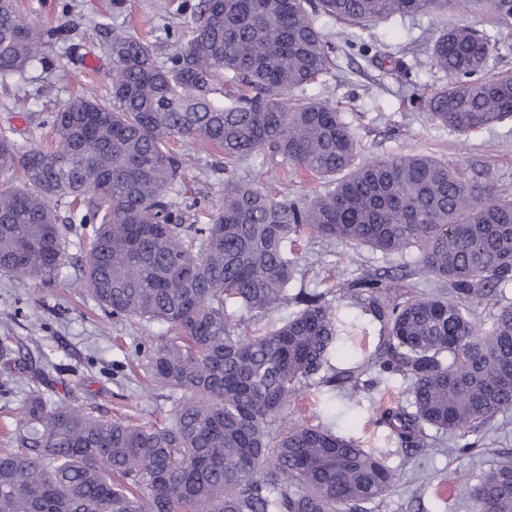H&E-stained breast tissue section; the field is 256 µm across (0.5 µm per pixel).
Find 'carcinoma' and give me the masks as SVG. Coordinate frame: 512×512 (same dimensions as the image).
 <instances>
[{
  "instance_id": "carcinoma-1",
  "label": "carcinoma",
  "mask_w": 512,
  "mask_h": 512,
  "mask_svg": "<svg viewBox=\"0 0 512 512\" xmlns=\"http://www.w3.org/2000/svg\"><path fill=\"white\" fill-rule=\"evenodd\" d=\"M460 0H198L185 42L154 49L114 27L111 97L66 101L42 121L45 143L0 130V276L56 284L66 240L58 201L93 225L83 279L105 313L166 325L139 342L155 385L176 396L168 422L115 421L53 399L30 377L9 448H0V512H379L401 486L383 459L322 424L288 421L313 382L356 396L381 379L409 383L408 404L375 423L405 451L430 455L426 429L463 439L512 411V193L467 179L432 155L357 162L361 144L330 102L292 92L331 65L314 16L363 29L399 15H446ZM512 21V0H467ZM65 31L25 22L0 0V81L21 76ZM486 33L443 30L430 59L448 82L418 99L462 135L512 122V71L488 74ZM409 81L414 64L384 54ZM239 91L216 97L224 74ZM224 155V195L203 223L173 198L184 169L172 140ZM262 157L327 189L289 200L235 178ZM337 240L410 264L365 271L344 294L379 323L372 353L332 365L342 335L322 294L290 295L292 238ZM430 291L399 292L407 270ZM300 306L265 333L251 318ZM491 307L488 320L476 312ZM471 512H512V452L473 475Z\"/></svg>"
}]
</instances>
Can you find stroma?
<instances>
[{
  "mask_svg": "<svg viewBox=\"0 0 512 512\" xmlns=\"http://www.w3.org/2000/svg\"><path fill=\"white\" fill-rule=\"evenodd\" d=\"M197 0H18L26 19L44 27L68 30L67 41L47 45L19 79L0 81V127L29 136L38 123L83 89L99 95L110 91L112 59L104 44V30L124 27L156 47L158 59L171 49V37L180 35L185 19L179 4ZM464 24L495 36L499 50L488 61V72L512 69V26L497 25L491 10H464L442 18L430 13L396 16L359 30L325 15L316 26L332 44L334 67L315 83L294 91V98H319L344 112L368 156L419 152L452 164H461L466 177L512 192V126L494 125L464 136L431 122L415 101L442 86L443 72L435 68L429 48L444 23ZM405 57L415 68L410 83L364 57L363 48ZM178 158L184 159L185 179L181 197L198 198L202 205L217 203L224 192V159L200 142H181ZM240 179L261 183L289 198L308 194L314 182L301 169L282 173L279 168L251 157L234 166ZM90 226L69 224L65 264L56 287L21 284L0 277V338L10 337L22 361L12 368L0 366V382L14 377L10 392L0 391V426L14 423L26 397L25 380L38 376L42 389L69 395L72 404L93 409L115 419L131 415L145 421L167 419L175 402L167 391L149 388L130 365L134 345L146 336H161L163 324H129L106 317L79 286ZM299 273L292 290L324 293L351 334L332 358L333 364L350 355L370 352L378 341L379 323L354 307L342 286L359 272L398 264V257L383 259L367 250L353 253L336 240L308 237L291 246ZM401 378H384L376 388L351 397L345 391L312 385L291 405L294 422H323L333 431L358 442L361 448L382 456L401 472L403 484L387 497L380 512H471L465 484L483 460L512 448V413L498 418L475 438L482 455L451 452L447 435L434 434L437 453L425 462L404 456L387 429L375 423L380 401L404 395ZM423 497H416V488Z\"/></svg>",
  "mask_w": 512,
  "mask_h": 512,
  "instance_id": "1",
  "label": "stroma"
}]
</instances>
